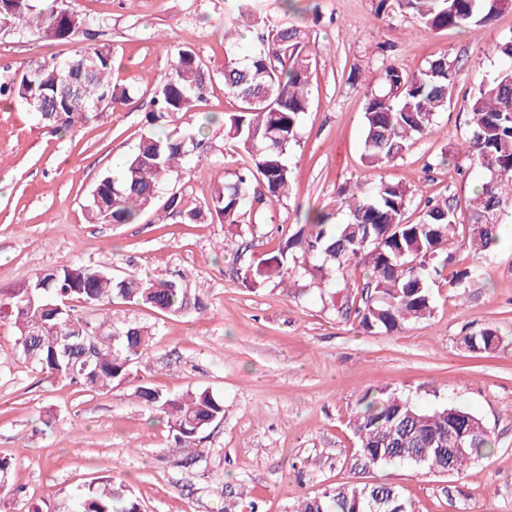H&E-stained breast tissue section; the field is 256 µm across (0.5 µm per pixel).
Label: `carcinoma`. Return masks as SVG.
I'll use <instances>...</instances> for the list:
<instances>
[{
    "label": "carcinoma",
    "mask_w": 512,
    "mask_h": 512,
    "mask_svg": "<svg viewBox=\"0 0 512 512\" xmlns=\"http://www.w3.org/2000/svg\"><path fill=\"white\" fill-rule=\"evenodd\" d=\"M512 0H377L376 12L400 10L413 15L420 30L452 27L478 29ZM262 0H234L224 18V91L237 102L232 112L209 113L198 126L142 135L135 149L105 173L85 205L89 222L131 224L153 207L163 181L184 173L189 161L208 143L206 129L220 123L224 140L247 153L249 165L214 188L206 208L186 210L176 193L164 211L184 214L189 221L204 217L221 224H241L286 196L292 180L288 153L299 143V129L311 101L316 57L307 48V33L286 21L272 27ZM98 21L67 10L58 0H0V25L37 31L52 40L83 38L85 45L63 59L38 62L11 81L0 83V98L52 102L43 124L69 131L103 111L127 105L130 91L112 83V48L94 43ZM261 29L249 54L240 52L239 28ZM501 63L482 78L469 109L470 138L464 154L481 174L465 209L448 200L426 198L419 220H408L414 196L410 186L382 174L402 157L411 142L428 136L436 116L447 110L459 60L433 59L409 75L385 68L376 87L366 94L361 162L367 177L337 188L336 205L346 215L333 223L335 212L320 210L303 225L286 248L248 266L242 281L296 286L310 277L326 288L352 289L354 318L365 332L395 333L404 323L432 314V289L452 257L448 247L465 233L474 252L488 250L497 240L503 209L512 205V38L498 46ZM95 59L94 75L68 92L61 90L60 69L68 62ZM211 77L195 51L179 46L170 72L156 87L152 121L170 119L203 102ZM187 276H129L116 279L104 268L65 262L0 293V310L14 321L23 363L41 374L79 385L88 392H108L137 381L134 396L161 415L169 433L190 449L185 463L196 462L200 434L224 419V404L207 389L171 395L139 376L146 366L150 327L140 322L114 326L105 319L89 320L75 303L101 308L120 300L158 313L188 308ZM69 304H63V301ZM469 349L492 353L502 343L496 330L465 336ZM472 424L464 437L465 452L453 461L452 472L463 473L471 460L487 453L492 440L481 420L460 408L442 405L432 411L382 388L365 395L354 422L357 448L349 464L366 471L374 466L409 463L438 473L448 468V429ZM81 512H140L138 501L123 483L109 476L90 485L79 503ZM297 512H410L399 490L386 483H347L301 500Z\"/></svg>",
    "instance_id": "cac0c4a2"
}]
</instances>
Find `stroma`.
I'll list each match as a JSON object with an SVG mask.
<instances>
[{"instance_id": "stroma-1", "label": "stroma", "mask_w": 512, "mask_h": 512, "mask_svg": "<svg viewBox=\"0 0 512 512\" xmlns=\"http://www.w3.org/2000/svg\"><path fill=\"white\" fill-rule=\"evenodd\" d=\"M308 2L320 14L300 21L319 61L311 106L289 155L288 196L254 224L232 229L161 215L171 193L185 208L203 206L247 164L218 125L209 129L212 150L161 184L153 209L135 223L91 224L84 210L100 175L150 128V99L171 65L158 36L192 47L211 76L206 102L175 117L174 126L232 111L222 77L227 0H64L101 19L97 39L111 46L112 80L132 90L131 103L59 132L21 103L0 99V177L9 178L0 187V290L68 261L93 262L116 277L190 271L188 288L203 309L159 314L116 301L112 318L154 326L145 375L153 386L170 394L206 388L224 400V418L201 434L196 463L183 465L182 449L132 387L85 392L31 371L18 356L11 319L0 314V458L12 463L0 477V512H75L80 490L104 475L125 483L142 512H296L305 496L363 480L395 485L414 512H512V238L499 237L480 256L452 244L455 268L477 267V279L465 288L440 282L431 317L393 334L366 333L345 318L344 294L325 303L314 286L289 295L237 277L278 251L309 210L332 207L338 186L363 174L365 93L386 66L413 74L439 54L459 57L447 111L387 174L420 198L466 200L479 172L458 175L442 157L470 135V102L500 62L499 43L512 36V10L477 30L425 33L412 15L378 16L375 0ZM73 49L34 31L0 29V82ZM486 328L503 344L482 357L462 338ZM381 387L422 409L472 412L492 451L459 475L407 464L351 470L349 422L359 399Z\"/></svg>"}]
</instances>
